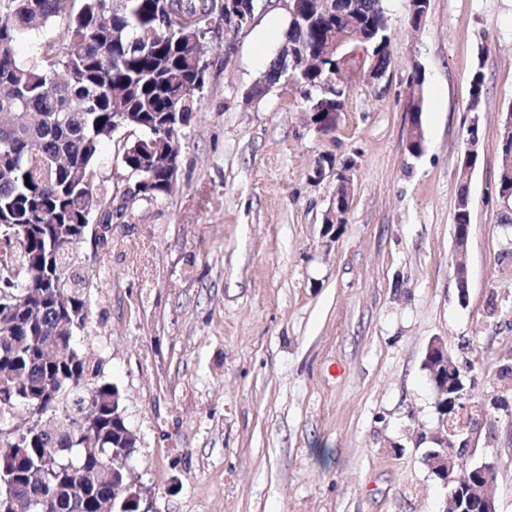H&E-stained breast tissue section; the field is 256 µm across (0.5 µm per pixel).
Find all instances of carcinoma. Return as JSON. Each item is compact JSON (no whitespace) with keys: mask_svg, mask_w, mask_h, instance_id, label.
I'll list each match as a JSON object with an SVG mask.
<instances>
[{"mask_svg":"<svg viewBox=\"0 0 512 512\" xmlns=\"http://www.w3.org/2000/svg\"><path fill=\"white\" fill-rule=\"evenodd\" d=\"M310 5V22L293 36L311 47L335 18ZM375 38L364 58L383 65L389 55V25L380 0H350ZM212 0H127L112 14V0H0V114L31 112L34 126L0 128V236L16 234L19 253L0 257V305L13 310L0 322V369L27 373L19 390L0 389V421L23 410L39 429L0 439V498L13 500V512H29L40 499L45 512L66 502L67 512H97V502L112 479L93 481L90 474L102 451L121 438L124 424L112 420V385L100 380L102 360L79 348L74 334L59 329L74 315L90 317L94 275L75 270L84 227L113 220L128 223V206L112 207V178L82 183L100 149L112 143V127L128 123L149 140L167 128L173 112L200 111L195 96L204 72L191 66L195 45L182 21L205 23ZM68 40L44 39L28 59L16 44L34 31L57 23ZM342 68L331 60L319 71L295 76L305 86L337 81ZM134 143L118 149L123 169L145 177L149 200L173 192L164 170L152 168ZM28 267L18 277L7 273L17 263ZM93 405L96 445L81 415Z\"/></svg>","mask_w":512,"mask_h":512,"instance_id":"obj_1","label":"carcinoma"}]
</instances>
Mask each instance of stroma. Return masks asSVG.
Here are the masks:
<instances>
[{
    "instance_id": "obj_1",
    "label": "stroma",
    "mask_w": 512,
    "mask_h": 512,
    "mask_svg": "<svg viewBox=\"0 0 512 512\" xmlns=\"http://www.w3.org/2000/svg\"><path fill=\"white\" fill-rule=\"evenodd\" d=\"M384 5L389 77L353 63L330 132L309 120L312 89L244 100L288 25L279 0H260L247 33L216 23L172 194L136 202L111 246L77 247L96 276L79 345L119 391L131 476L156 512H443L447 490L423 462L439 423L423 368L436 339L477 406L465 457L494 465L496 512H512V377L498 373L512 363V224L497 190L512 0H430L417 30L410 0ZM473 126L462 301L453 224ZM343 169L354 192L331 231Z\"/></svg>"
}]
</instances>
